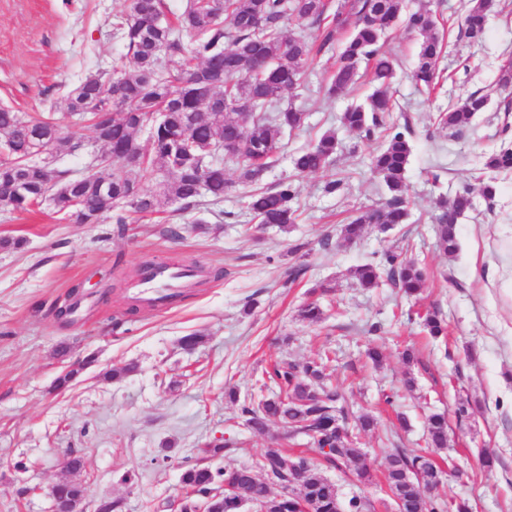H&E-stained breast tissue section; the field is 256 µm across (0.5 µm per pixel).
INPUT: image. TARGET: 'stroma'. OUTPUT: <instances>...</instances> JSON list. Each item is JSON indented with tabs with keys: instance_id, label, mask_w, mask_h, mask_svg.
Instances as JSON below:
<instances>
[{
	"instance_id": "35a3bbf8",
	"label": "stroma",
	"mask_w": 512,
	"mask_h": 512,
	"mask_svg": "<svg viewBox=\"0 0 512 512\" xmlns=\"http://www.w3.org/2000/svg\"><path fill=\"white\" fill-rule=\"evenodd\" d=\"M465 0H413L439 17L446 52L439 62L445 82L427 94L409 74L418 38L403 26L388 34L385 49L397 61L393 119L408 116L412 127L408 223L383 232L367 227L360 241L343 242L341 222L359 208L385 201L368 170L370 155L385 143L342 129L338 117L370 91L360 82L336 101L324 87L336 58L323 53L307 63L304 82L287 102L306 110V125L286 133L285 147L269 168L262 187L292 182L302 215L282 230L259 225L246 207L250 186L237 182L235 160L225 159L232 185L218 203L133 216L124 235L110 220L78 224L58 220L51 204L29 213L0 208V238L24 239L21 249L0 248V512H50L46 487L60 480L86 489L82 512L98 502L122 499L123 512H153L156 504L179 501L183 461H198L214 442L233 444L219 467L253 466L272 437L250 430L226 393H256L262 371L276 359L303 362L333 350L331 380L348 388L350 414L369 413L377 424L360 434L375 471L384 468L394 448L416 449L426 435L430 413L448 418V446L435 451L441 466L443 500L469 501L472 512H512V176L485 169L486 158L512 141V116L499 104V67L512 56V0H494L486 34L478 43L461 38ZM128 0H0V106L29 115L60 108L64 89L90 72L111 65L123 54L112 34L114 14ZM478 91L488 98L468 129L439 128L438 112L449 102ZM335 130L339 149L328 168L299 175L291 157L327 130ZM77 151L55 153L54 165L79 176L102 150L91 128L75 129ZM347 177L335 193L328 182ZM495 179L494 201L475 196L474 209L460 220L459 249L439 246L435 217L439 199L452 198L475 177ZM182 229L181 238L168 234ZM330 247H323V240ZM302 245L301 255L291 254ZM394 253L425 267L421 293L408 298L390 285L364 291L351 271ZM147 261L198 268L197 285L165 309L137 302L134 286ZM306 272L290 281L292 267ZM326 286L319 302L325 312L316 324L302 321L298 309L310 301L313 287ZM136 315H129L130 307ZM439 310L448 324L446 340L434 341L422 316ZM125 319V331L112 332V321ZM378 325L369 333L370 325ZM197 333L203 344L184 351L179 340ZM385 356L373 367L364 356L370 342ZM66 356H58L59 345ZM415 349L419 362L403 363L404 349ZM96 354L62 392L52 388L65 366ZM134 372L107 381L103 372L125 365ZM415 390H406L405 376ZM393 405H386V395ZM480 404L474 415L457 419L459 399ZM408 424L400 426L397 414ZM83 458L80 471H66L70 452ZM496 456L492 470L481 465L483 453ZM133 483H122L125 473Z\"/></svg>"
}]
</instances>
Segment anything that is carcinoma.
<instances>
[{
  "instance_id": "obj_1",
  "label": "carcinoma",
  "mask_w": 512,
  "mask_h": 512,
  "mask_svg": "<svg viewBox=\"0 0 512 512\" xmlns=\"http://www.w3.org/2000/svg\"><path fill=\"white\" fill-rule=\"evenodd\" d=\"M187 0L184 10L168 16L164 0H129L127 9L112 16L113 34L122 42L124 58L110 71L86 75L63 96L67 114L80 121L86 112H99L96 139L112 163L94 165L93 173L77 180L52 164L53 149L81 147L74 132L51 116L32 118L0 107V145L7 152L0 159V206L29 212L49 198L59 219H79L82 213H112L118 233L125 231L130 215L147 216L178 202L190 209L208 197L216 202L229 187L225 176L224 143L239 144L232 156L238 180L254 184L272 166L283 149V137L304 127L307 115L281 104L283 95L297 89L305 66L314 54L332 52L336 69L326 98L343 93L360 79L359 67L370 70L371 92L364 101L340 115L342 126L369 138L386 132V142L369 158L371 174L387 192L386 205L360 211L342 226L345 241L360 239L366 226L391 229L411 216L408 169L412 145L409 122H388L393 109L391 84L395 63L380 50L386 31L397 24L419 37V51L412 71L415 84L432 91L443 78L438 69L445 49V33L428 7L409 9L407 0ZM493 0H470L464 18V36L484 34V22ZM293 20H304L317 31L316 40L288 32ZM190 35L184 43L182 33ZM130 60L129 68L124 60ZM488 99L478 91L459 98L439 113L438 124L460 132ZM145 129L151 149L138 141ZM336 133L329 130L298 149L292 162L300 173H314L329 166L337 153ZM485 168L512 172V146L491 154ZM160 189L148 192L143 185L158 181ZM112 189L105 205L103 188ZM295 189L290 182L249 195L248 207L260 224L286 228L299 214L293 206ZM473 207V189L457 192L440 203L437 235L441 248L458 249V219ZM353 277L364 289L389 281L407 295L417 294L425 283L423 270L414 262L388 254L379 263L357 266ZM431 336L447 335L435 312L426 314ZM325 354L304 363L277 360L262 372L261 387L274 390L258 400L239 402L240 417L255 432L263 433L271 420L283 431L276 445L265 449L258 470L247 467L215 469L185 464L180 475L185 490L184 512H195L220 485L224 495L211 502L210 512H240L243 503L266 512H338V486L326 478L325 469L348 471L363 482L373 479V461L344 432L349 420L347 394L330 383ZM299 435L311 437L313 455L288 454L286 445ZM430 448L448 447L446 419L433 414L427 423ZM440 472L429 451L395 448L386 457L387 491L401 496L405 512H470L462 502L449 504L430 495L431 479ZM85 488L72 482L57 485L55 498L63 503L82 499Z\"/></svg>"
}]
</instances>
